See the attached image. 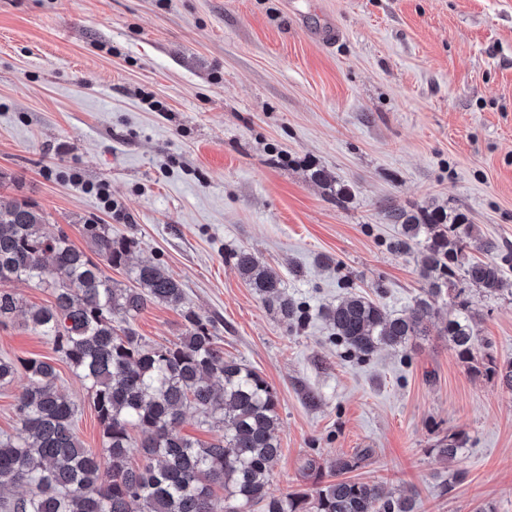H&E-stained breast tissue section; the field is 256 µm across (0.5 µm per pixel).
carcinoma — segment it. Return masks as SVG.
<instances>
[{
  "instance_id": "1",
  "label": "carcinoma",
  "mask_w": 512,
  "mask_h": 512,
  "mask_svg": "<svg viewBox=\"0 0 512 512\" xmlns=\"http://www.w3.org/2000/svg\"><path fill=\"white\" fill-rule=\"evenodd\" d=\"M401 226L394 246H422L423 296L411 311L386 314L381 306L354 294L325 312L335 334L353 351L368 356L380 348H404L448 297L454 312L439 330L458 357L477 361L476 343L463 279L492 295L503 290V267L472 255L474 225L461 214L443 210L387 211ZM91 253L75 247L63 230L52 231L42 211L19 201L0 203V326L25 315L31 330L46 338L55 354L86 385L102 427V448L83 445L76 432L78 406L56 386L53 360L16 363L0 358V385L24 372L27 385L14 404L19 429L0 433V490L26 486L28 495L3 500L7 512H415L411 496L386 493L381 486L342 477L357 466L339 459V478L312 494L275 497L267 475L281 455L278 397L256 371L224 358L211 321L184 312L183 336L167 344L142 342L132 322L151 303L174 308L185 304L179 281L160 265L140 263L128 269L131 287L118 284L104 267H121L134 241L112 237L108 224H86ZM239 273L255 292L295 320L294 303L278 278L248 250L235 254ZM32 282L51 290L53 301L27 306L8 282ZM485 374L512 390V364L482 363ZM193 410L198 423L219 427L210 442L185 435L180 424ZM463 439L452 435L437 453L457 457ZM138 455L143 465L133 468ZM224 489V502L214 487Z\"/></svg>"
}]
</instances>
